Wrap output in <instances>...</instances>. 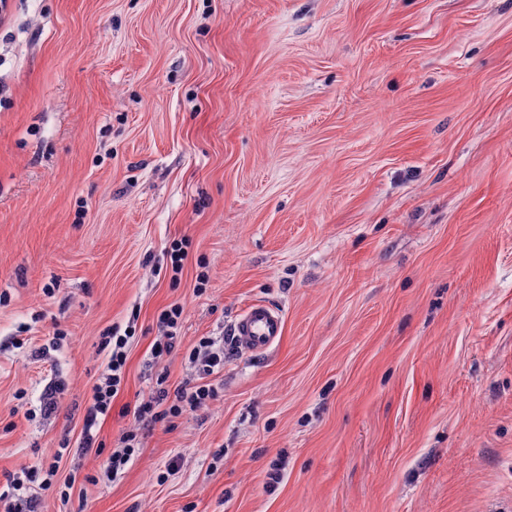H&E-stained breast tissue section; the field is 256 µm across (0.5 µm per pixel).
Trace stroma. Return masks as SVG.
Here are the masks:
<instances>
[{"label": "stroma", "instance_id": "1", "mask_svg": "<svg viewBox=\"0 0 512 512\" xmlns=\"http://www.w3.org/2000/svg\"><path fill=\"white\" fill-rule=\"evenodd\" d=\"M203 336L217 399L105 478ZM42 459L36 512H512V0H8L0 491ZM282 314L266 304L244 310L232 326L234 343L246 353H262L276 345L283 334ZM183 309L179 306H170L164 310L158 317V322L164 328L165 334L162 339L156 340L152 346V355L154 358H160L164 354H171L176 346L179 336V323ZM130 336H105L103 344L111 347L108 373L106 377L97 382L92 388L91 403L86 409L83 421V445L82 448H103V443L98 439V425L112 411V401L117 396L124 380L127 363L125 351ZM57 463V460L50 463L41 461L32 465L27 472L31 481L36 480L40 476L43 477L42 481L39 483V489L42 490L44 494H50L54 491L53 477L57 472Z\"/></svg>", "mask_w": 512, "mask_h": 512}]
</instances>
